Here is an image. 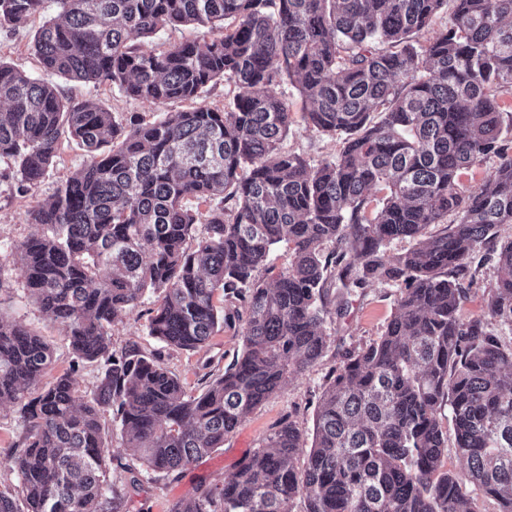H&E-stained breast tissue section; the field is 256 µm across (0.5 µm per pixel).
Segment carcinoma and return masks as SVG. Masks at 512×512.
Masks as SVG:
<instances>
[{
  "mask_svg": "<svg viewBox=\"0 0 512 512\" xmlns=\"http://www.w3.org/2000/svg\"><path fill=\"white\" fill-rule=\"evenodd\" d=\"M33 36L44 71L112 84L151 104L190 101L157 121L75 102L52 82L0 61V157L24 194L62 137L90 161L31 210L16 249L26 287L64 326L71 371L44 384L53 351L0 318V405L20 406L19 475L0 512H101L112 411L147 470L169 474L224 447L290 372L323 357L322 324L342 306L330 290L373 282L400 289L377 339L348 349L318 400L312 437L285 418L265 445L170 512H479L478 497L512 512V0H53ZM445 28L425 41L442 10ZM45 0H0V28L44 12ZM207 29L156 53L138 40L168 25ZM220 81L237 93L204 104ZM339 144L312 165L280 142L295 113ZM494 157L477 185L462 178ZM215 202L204 212L184 201ZM453 220H448V216ZM203 224L206 235L194 238ZM433 224L444 228L426 235ZM415 245L392 258L397 239ZM288 244L277 272L272 247ZM497 280L484 315L460 309L479 247ZM147 290L162 301L149 335L184 350L246 311L243 348L197 395L160 355L112 348L115 319ZM101 369L81 392L73 373ZM448 419H443V411ZM449 426H444V423ZM465 460L445 469L448 432ZM304 457L303 468L295 460Z\"/></svg>",
  "mask_w": 512,
  "mask_h": 512,
  "instance_id": "1",
  "label": "carcinoma"
}]
</instances>
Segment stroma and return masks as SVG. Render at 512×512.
Wrapping results in <instances>:
<instances>
[{
	"label": "stroma",
	"instance_id": "35a3bbf8",
	"mask_svg": "<svg viewBox=\"0 0 512 512\" xmlns=\"http://www.w3.org/2000/svg\"><path fill=\"white\" fill-rule=\"evenodd\" d=\"M35 24L16 29L0 28V61L36 77L44 72L32 48ZM65 95L104 105L122 117L141 115L153 120L166 113L187 109L184 101L151 104L126 97L114 85L60 81ZM285 150L304 156L311 164L335 160L337 142L317 133L304 122H296L283 142ZM88 155L69 138H62L54 165L45 178L28 193L19 194L0 181V318L15 321L42 336L54 350L52 375L74 371L80 391L95 388L99 379L97 367L85 365L72 370L73 355L63 326L42 311L31 297L24 274L13 254L17 246L34 231L28 222L30 210L46 203L56 187L83 167ZM399 290L396 286L375 282L364 289L337 291L336 301L344 310L327 318L324 330L330 338L323 358L310 370L289 374L282 388L265 403L249 413L238 428L224 439L222 448L200 458L182 473L164 476L144 473L138 488H124L121 512H169L175 501L194 492L199 483H222L248 455L264 444L266 435L284 416H291L303 428L312 429L317 399L325 375L341 364L342 352L377 338L396 311ZM156 293L149 292L135 310L120 317L110 329L114 349L161 351L163 360L183 383L187 392L198 393L209 378L223 373L225 366L240 352L243 338L236 329L225 327L215 333L200 350L160 349L148 335L146 325L158 306ZM24 422L17 407L0 406V490L15 489L18 473L9 457L23 437Z\"/></svg>",
	"mask_w": 512,
	"mask_h": 512
}]
</instances>
